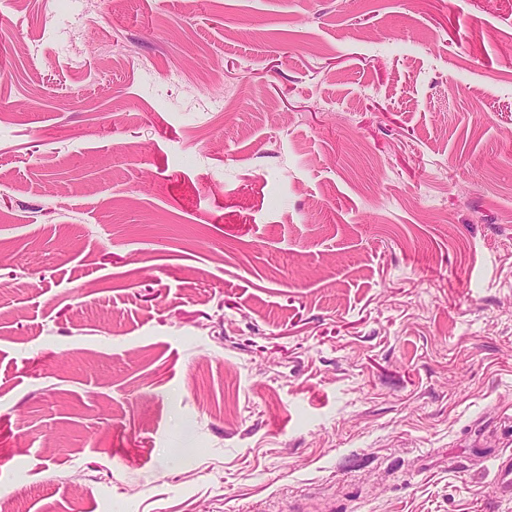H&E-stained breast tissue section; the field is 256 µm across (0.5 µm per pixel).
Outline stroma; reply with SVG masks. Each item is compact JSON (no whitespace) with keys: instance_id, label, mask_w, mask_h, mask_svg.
<instances>
[{"instance_id":"1","label":"stroma","mask_w":512,"mask_h":512,"mask_svg":"<svg viewBox=\"0 0 512 512\" xmlns=\"http://www.w3.org/2000/svg\"><path fill=\"white\" fill-rule=\"evenodd\" d=\"M509 455L512 0L0 11L11 512H512Z\"/></svg>"}]
</instances>
